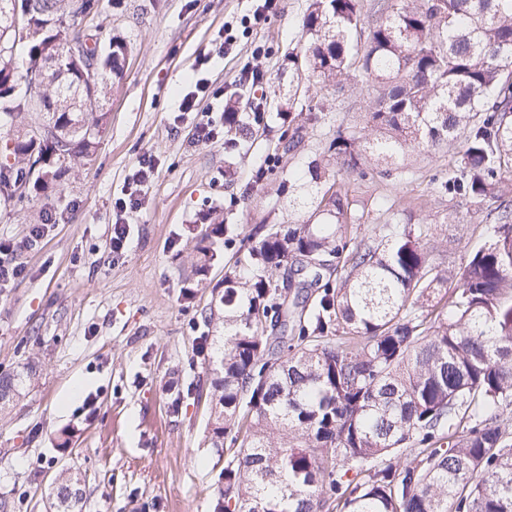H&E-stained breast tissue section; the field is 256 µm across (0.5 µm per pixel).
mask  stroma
Wrapping results in <instances>:
<instances>
[{"label": "stroma", "mask_w": 512, "mask_h": 512, "mask_svg": "<svg viewBox=\"0 0 512 512\" xmlns=\"http://www.w3.org/2000/svg\"><path fill=\"white\" fill-rule=\"evenodd\" d=\"M309 4L273 0L236 56L201 67L199 55L225 23L252 14L255 0H112L107 23L128 52L93 154L73 162L38 204H0V240L17 243L11 259L25 267L0 288V374L38 365L25 396L0 415V512H47L50 484L65 470L81 479V512H215L227 453L207 437L211 409L200 390L212 353L199 343L220 330L200 311L231 254L197 275L189 229L206 213L243 228L301 223L295 193L278 178H256L270 157L281 156L286 170L316 160L338 173L324 147L337 128L363 126L368 99L313 85L289 105L288 55L302 41ZM246 63L267 77L258 91L264 129L232 150L196 142L193 115L179 110L183 96L206 79L212 93L199 108L223 123L225 100L213 92ZM310 97L324 111L302 110ZM298 127L301 143L283 152L281 134ZM459 149L452 142L406 157L398 181L341 175L366 227L430 225L431 262L463 266L485 240L493 204L441 192V171ZM147 154L156 170L131 217L130 247L115 259L114 202ZM42 223L44 236L26 246L31 225Z\"/></svg>", "instance_id": "1"}]
</instances>
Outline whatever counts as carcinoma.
Instances as JSON below:
<instances>
[{
	"label": "carcinoma",
	"mask_w": 512,
	"mask_h": 512,
	"mask_svg": "<svg viewBox=\"0 0 512 512\" xmlns=\"http://www.w3.org/2000/svg\"><path fill=\"white\" fill-rule=\"evenodd\" d=\"M0 0V116L44 113L9 139L0 203L43 191L90 156L103 102L127 44L100 22L94 43L36 84L63 57L100 0ZM360 0H311L296 85L338 94L367 87L368 121L341 128L326 153L345 170L393 165L461 140L444 192L495 207L487 241L457 270L430 262L425 227L393 224L354 242L349 190L308 166L311 214L302 224H207L199 272L219 243L238 248L224 291L204 313L219 324L209 387L210 440L226 447L218 512H512V0H379L362 53ZM35 35L23 39V31ZM249 128L224 113V146ZM340 271L313 309L290 322L293 268ZM36 367L0 376V411L19 401ZM80 478L55 482L56 512H75Z\"/></svg>",
	"instance_id": "carcinoma-1"
}]
</instances>
